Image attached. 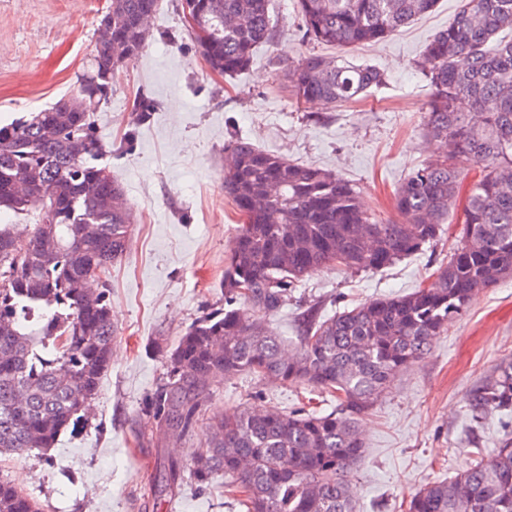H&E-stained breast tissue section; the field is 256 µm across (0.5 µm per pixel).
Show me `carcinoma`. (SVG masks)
I'll return each mask as SVG.
<instances>
[{
    "mask_svg": "<svg viewBox=\"0 0 512 512\" xmlns=\"http://www.w3.org/2000/svg\"><path fill=\"white\" fill-rule=\"evenodd\" d=\"M436 0H296L304 34L349 49L385 38ZM159 0H111L110 34L78 79L81 107L66 99L0 125V454L53 447L75 427L107 372L117 327L106 273L123 257L132 214L120 184L90 159L106 152L95 114L115 74L135 61ZM270 0H181L209 70H245L274 39ZM512 0H463L416 68L431 88L426 131L445 155L414 170L394 193L399 220L379 222L345 179L291 162L233 136L224 144V193L246 221L224 268V308L193 323L168 354L166 380L146 412L167 434L193 435L212 387L242 373L302 382L336 394L329 413L209 418L192 457L205 486L217 474L247 512H356L348 476L364 454L359 420L404 368L425 358L430 339L467 309L471 295L512 277ZM385 80L374 66L310 54L290 71L298 103L336 107ZM136 119L156 102L139 94ZM482 168L463 209L462 236L430 285L398 297L301 318L292 355L259 321L288 301L295 282L338 262L381 269L436 240L464 179ZM251 285V295L239 285ZM471 420L512 417V358L465 396ZM0 512H43L41 502L0 479ZM407 512H512V440L448 480L425 485Z\"/></svg>",
    "mask_w": 512,
    "mask_h": 512,
    "instance_id": "obj_1",
    "label": "carcinoma"
}]
</instances>
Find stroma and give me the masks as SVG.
<instances>
[{
  "label": "stroma",
  "mask_w": 512,
  "mask_h": 512,
  "mask_svg": "<svg viewBox=\"0 0 512 512\" xmlns=\"http://www.w3.org/2000/svg\"><path fill=\"white\" fill-rule=\"evenodd\" d=\"M109 0H0V123L72 95L99 37ZM460 0L434 9L384 40L349 53L384 71L383 84L329 109L296 103L287 78L298 59L331 46L308 41L294 0H272L274 39L249 67L211 73L189 36L180 0H161L148 22L142 55L113 80L96 114L108 150L100 160L121 183L134 221L126 252L109 278L117 325L112 361L77 431L49 454L0 458V477L35 495L44 512H243L223 477L199 486L183 473L175 493L161 491L169 461L189 464L207 429L163 436L144 406L165 380L166 350L196 320L224 306V260L241 222L222 189L224 144L240 135L260 149L343 177L382 222L396 220L395 188L437 151L425 130L431 90L415 66L446 29ZM157 110L136 122V94ZM133 133L130 148L121 145ZM462 225L451 214L441 238L379 271L332 263L295 283L287 305L262 315L286 350L298 345L309 308L330 314L431 282L454 252ZM512 356V278L480 291L465 315L434 337L427 356L401 371L360 422L365 452L350 476L358 512H404L426 484L454 476L475 457L512 438V418L474 423L465 394ZM333 402L301 383L243 374L214 387L208 414L242 408L290 411Z\"/></svg>",
  "instance_id": "1"
}]
</instances>
